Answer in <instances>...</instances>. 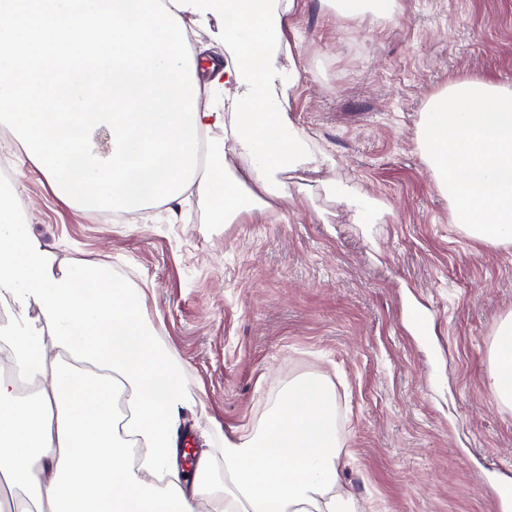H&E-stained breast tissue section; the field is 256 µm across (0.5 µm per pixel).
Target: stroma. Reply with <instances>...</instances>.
<instances>
[{
    "label": "stroma",
    "instance_id": "35a3bbf8",
    "mask_svg": "<svg viewBox=\"0 0 512 512\" xmlns=\"http://www.w3.org/2000/svg\"><path fill=\"white\" fill-rule=\"evenodd\" d=\"M400 6L396 20L356 25L324 0H296L283 27L301 63L290 106L333 163L290 174L291 198L263 218L214 224L211 202L193 196L106 222L57 199L5 133L0 168L55 267L97 264L143 289L194 395L180 430L195 450L218 455L289 381L321 372L336 389L341 489L360 512H496L512 409L486 380L512 314V250L453 224L416 131L452 78L512 85V0ZM336 181L382 201L383 223L331 199Z\"/></svg>",
    "mask_w": 512,
    "mask_h": 512
}]
</instances>
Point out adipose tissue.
<instances>
[{
	"mask_svg": "<svg viewBox=\"0 0 512 512\" xmlns=\"http://www.w3.org/2000/svg\"><path fill=\"white\" fill-rule=\"evenodd\" d=\"M200 26L224 22V59L194 51L200 97L199 133L223 131L244 161L230 168L215 152L190 187L215 202L218 222L265 214L289 197L281 175L330 164L296 126L289 93L299 78L283 22L294 0H163ZM421 156L472 240L512 245V85L467 77L432 95L416 133ZM329 196L364 224L385 209L359 187L335 182ZM19 311L37 306L40 324L0 327L19 374L43 373L42 325L72 351L111 367L130 391L135 422L122 434L111 391L102 381L59 368L37 401L18 399L0 378V481L23 491L34 512H193L203 497L213 512H354L339 490L344 442L337 428L336 390L313 373L289 383L258 424L225 440L220 483L200 457L192 490L142 480L177 456V420L192 396L181 364L157 339L141 289L101 275L99 267L56 269L9 196L0 195V297ZM487 386L512 409V314L499 323L490 349Z\"/></svg>",
	"mask_w": 512,
	"mask_h": 512,
	"instance_id": "1",
	"label": "adipose tissue"
}]
</instances>
